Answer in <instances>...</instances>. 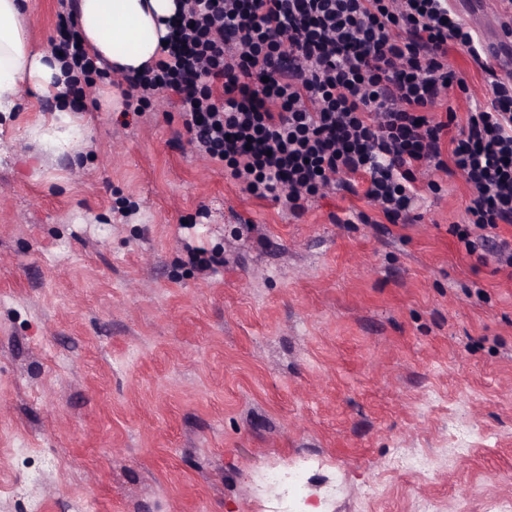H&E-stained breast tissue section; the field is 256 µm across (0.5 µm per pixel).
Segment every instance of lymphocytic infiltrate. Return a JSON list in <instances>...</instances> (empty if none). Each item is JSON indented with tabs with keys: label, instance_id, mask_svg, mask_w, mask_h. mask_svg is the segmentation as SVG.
Returning <instances> with one entry per match:
<instances>
[{
	"label": "lymphocytic infiltrate",
	"instance_id": "obj_1",
	"mask_svg": "<svg viewBox=\"0 0 512 512\" xmlns=\"http://www.w3.org/2000/svg\"><path fill=\"white\" fill-rule=\"evenodd\" d=\"M55 50L81 102L103 69L82 45L75 0H58ZM464 52L488 77L484 102L449 70ZM448 0H184L162 57L127 77L126 111L177 99L196 154L293 216L328 186L352 189L408 224L425 172L460 177L450 232L512 278V75ZM467 96L458 110L455 95Z\"/></svg>",
	"mask_w": 512,
	"mask_h": 512
}]
</instances>
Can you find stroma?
I'll return each instance as SVG.
<instances>
[{
	"label": "stroma",
	"instance_id": "obj_1",
	"mask_svg": "<svg viewBox=\"0 0 512 512\" xmlns=\"http://www.w3.org/2000/svg\"><path fill=\"white\" fill-rule=\"evenodd\" d=\"M116 94L72 154L25 137L53 101L0 120V512H277L270 467L288 512H512V278L450 234L461 180L410 224L346 223L358 184L297 218Z\"/></svg>",
	"mask_w": 512,
	"mask_h": 512
}]
</instances>
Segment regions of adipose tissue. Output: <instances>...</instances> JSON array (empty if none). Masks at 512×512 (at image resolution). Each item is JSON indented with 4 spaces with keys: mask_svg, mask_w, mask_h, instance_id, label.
Returning <instances> with one entry per match:
<instances>
[{
    "mask_svg": "<svg viewBox=\"0 0 512 512\" xmlns=\"http://www.w3.org/2000/svg\"><path fill=\"white\" fill-rule=\"evenodd\" d=\"M82 41L111 73L134 75L154 65L167 34L166 20L179 0H77ZM63 64L34 49L24 21V0H0V114L16 111L21 95L58 101L65 88ZM40 150L74 149L84 129L57 106L28 131Z\"/></svg>",
    "mask_w": 512,
    "mask_h": 512,
    "instance_id": "ef3b65f1",
    "label": "adipose tissue"
}]
</instances>
